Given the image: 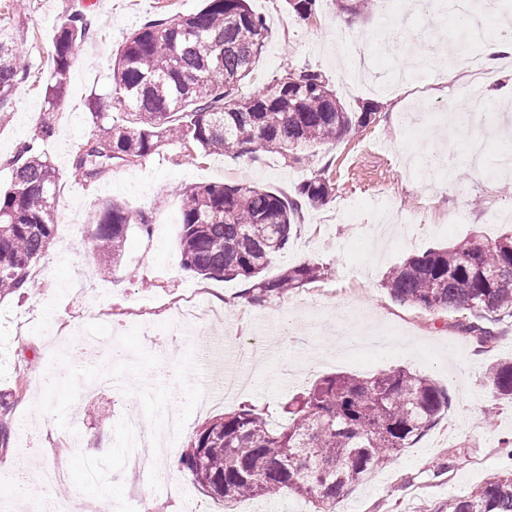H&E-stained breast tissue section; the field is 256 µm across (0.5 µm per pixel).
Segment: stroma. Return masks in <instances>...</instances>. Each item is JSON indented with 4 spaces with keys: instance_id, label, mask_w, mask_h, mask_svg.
<instances>
[{
    "instance_id": "obj_1",
    "label": "stroma",
    "mask_w": 512,
    "mask_h": 512,
    "mask_svg": "<svg viewBox=\"0 0 512 512\" xmlns=\"http://www.w3.org/2000/svg\"><path fill=\"white\" fill-rule=\"evenodd\" d=\"M248 4L269 33L243 93L308 65L322 73L349 111L376 105L374 123L314 148L301 166L265 152L251 159L191 158L173 143L137 161H112L86 182L73 172V151L91 135L88 98L110 90L123 36L151 20L198 12L205 0H97L88 7L83 0H27L25 12L10 20L32 76L0 109V188L10 183L9 161L41 114L53 30L82 9L93 27L78 47L56 130L41 145L59 173L58 208L74 211L85 225L104 201L114 199L147 214L156 230L148 235L130 225L120 263L103 276L100 257L77 244L69 224H59L56 247L35 265V289L25 298L0 301V400L14 433L11 447L0 450V512H64L82 501L138 512L141 497L155 512H186L190 506L198 512H309V504L285 492L226 510L177 461L209 419L246 401L268 420H281L293 396L338 373L404 369L432 379L451 397L434 429L339 498L341 512H443L450 497L512 469V457L499 446L502 437L512 436V403L481 385L492 361L512 355V318L502 321L499 343L478 353L444 318L392 301L383 287L389 271L410 256L473 235L512 233V174L494 171L497 140H490L477 167L461 140L448 135L455 126L453 105L487 97L488 87L469 86L465 74L449 76L439 63L393 91L336 72L337 22H356L353 51L386 79L409 67L422 44L439 53L456 43L453 18L428 26L421 16L410 17L412 37L399 49L386 45V18L395 0H379L371 14L357 18L325 0L321 12L306 20L285 0ZM420 141L430 153L456 157V180L435 173L408 176L407 160ZM328 161L335 196L321 207L303 208L300 233L267 270L272 277L285 264L312 261L324 268L325 279L256 305L241 303L244 282L202 280L183 271L178 242L186 188L251 183L287 197ZM187 288L208 291L210 301L221 303L223 319L204 315L192 325L178 323L171 301ZM76 326L93 330V356L83 352L72 332ZM241 340L258 345L262 366L237 355ZM217 362L251 381L233 397L204 406L198 395L215 378ZM170 409L180 424L174 447H120L129 412L164 438ZM43 420L52 422L51 430L40 431ZM449 457L456 460L454 468L438 474ZM53 464L66 478L48 497L34 475Z\"/></svg>"
}]
</instances>
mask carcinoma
Masks as SVG:
<instances>
[{
	"mask_svg": "<svg viewBox=\"0 0 512 512\" xmlns=\"http://www.w3.org/2000/svg\"><path fill=\"white\" fill-rule=\"evenodd\" d=\"M286 2L304 19L321 7L320 0ZM92 24L76 11L55 28L40 122L10 161V187L0 192V299L28 294L33 264L53 248L59 177L38 141L54 131L76 50ZM266 38V22L247 0H207L195 14L150 21L128 34L112 64L109 107L95 95L88 100L94 131L76 148L75 171L92 180L100 167L145 158L172 140L205 157L250 158L263 150L300 164V150L339 141L374 122L377 106L348 111L322 74L308 67L240 93ZM29 75L9 21L1 19V109ZM114 110L126 115L124 123H115ZM328 169L326 164L299 183L289 199L250 185L212 183L184 192V270L247 282L253 303L324 278L322 268L305 261L274 278L264 272L288 249L303 207L322 206L335 193ZM132 224L151 230L142 212L114 201L103 206L92 235L94 252L117 262ZM384 288L393 301L431 315L472 311L451 326L479 350L489 349L499 340L496 325L512 317V235L472 237L457 247L411 256L388 273ZM483 382L496 399L511 401L512 358L491 364ZM449 404L446 389L406 370L326 376L288 401L284 426L271 425L251 404L206 422L180 465L226 507L286 491L311 502L315 512H336L340 494L412 447ZM448 512H512V470L448 499Z\"/></svg>",
	"mask_w": 512,
	"mask_h": 512,
	"instance_id": "cac0c4a2",
	"label": "carcinoma"
}]
</instances>
